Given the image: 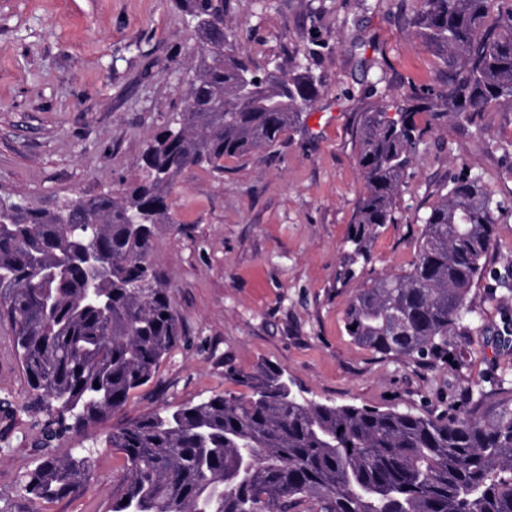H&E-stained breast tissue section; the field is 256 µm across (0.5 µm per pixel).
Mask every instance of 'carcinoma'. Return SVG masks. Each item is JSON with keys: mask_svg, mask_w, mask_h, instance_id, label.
Here are the masks:
<instances>
[{"mask_svg": "<svg viewBox=\"0 0 512 512\" xmlns=\"http://www.w3.org/2000/svg\"><path fill=\"white\" fill-rule=\"evenodd\" d=\"M416 0L406 25L447 67L437 89L362 113L357 199L344 277L369 261L368 243L395 221L398 197L431 112L476 123L492 104L512 107V0ZM195 25L185 107L154 133L135 178L110 192L53 207H0V320L41 409L42 435L95 424L149 383L182 339L170 288L152 258L170 223L169 194L193 167L224 172V158L270 150L299 129L321 92L310 67L277 66L264 97L242 94L254 70L224 14V0H177ZM396 109V116L388 115ZM500 203L479 174L451 181L429 212L404 274H381L356 293L345 327L383 357L430 364L473 313L470 289L486 269ZM111 257L87 296L79 250ZM226 376L250 395L217 394L163 409L112 431L125 473L112 512H512V380L468 393L462 415L328 405L288 390L282 370L260 365ZM99 387H94V383ZM91 479L84 455L46 456L23 491L55 499Z\"/></svg>", "mask_w": 512, "mask_h": 512, "instance_id": "obj_1", "label": "carcinoma"}]
</instances>
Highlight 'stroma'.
Listing matches in <instances>:
<instances>
[{
	"label": "stroma",
	"instance_id": "obj_1",
	"mask_svg": "<svg viewBox=\"0 0 512 512\" xmlns=\"http://www.w3.org/2000/svg\"><path fill=\"white\" fill-rule=\"evenodd\" d=\"M409 0H229L238 44L256 66L308 63L322 90L303 126L272 150L228 158L224 171L186 170L170 193L171 224L155 238L184 336L148 384L87 430L39 441L46 416L0 322V512H111L125 460L112 429L243 386L226 378L271 364L317 402L457 415L468 388L512 363V108L490 105L469 125L415 117L424 136L395 223L371 260L343 278L352 210L365 191L357 165L362 112L438 85L445 66L403 23ZM195 48L174 0H0V198L37 207L93 197L131 181L147 140L184 105ZM482 174L503 209L473 309L447 358L423 366L383 358L345 328L358 289L404 273L420 215L439 188ZM90 453L83 490L47 502L22 489L45 455Z\"/></svg>",
	"mask_w": 512,
	"mask_h": 512
}]
</instances>
